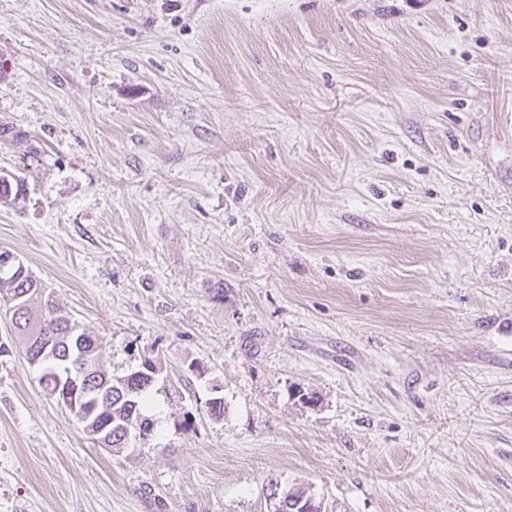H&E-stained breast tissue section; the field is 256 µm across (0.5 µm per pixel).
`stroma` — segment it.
Listing matches in <instances>:
<instances>
[{"instance_id": "stroma-1", "label": "stroma", "mask_w": 512, "mask_h": 512, "mask_svg": "<svg viewBox=\"0 0 512 512\" xmlns=\"http://www.w3.org/2000/svg\"><path fill=\"white\" fill-rule=\"evenodd\" d=\"M0 173V251L168 374L117 456L0 318V512H512V0H0ZM267 491L269 494L267 497L269 499L274 498L275 496H278V501L281 503L282 499L284 501V506H282V509L280 512H310V511H323L322 502L317 499V497L310 492L309 489L304 488L302 489V493L300 496V501H303L307 499V505L309 507L310 511L306 510V501L299 504L298 500H294L293 496L289 495V489L286 491L280 490L278 481H275L273 479H270L267 483Z\"/></svg>"}]
</instances>
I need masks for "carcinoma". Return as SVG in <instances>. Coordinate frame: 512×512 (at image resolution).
Instances as JSON below:
<instances>
[{"mask_svg": "<svg viewBox=\"0 0 512 512\" xmlns=\"http://www.w3.org/2000/svg\"><path fill=\"white\" fill-rule=\"evenodd\" d=\"M44 290L42 282L29 270L24 274L0 271V306L10 305L8 299H13L10 306L15 317L11 318V322L19 336V343H24L26 336L36 331L57 339V353L47 360L41 359L39 383L52 396L57 390L59 375L67 368L84 372L83 388L79 394L82 402H98L106 409V414L112 416L110 451L135 452L136 430L149 434L154 432L155 423L145 414V409L150 403L151 390L165 370L160 356L144 359L148 370L143 377L127 372L119 376L108 373L100 359L97 337H88L84 350L91 351V354L83 357L65 341L68 317L62 314L58 306L47 303L38 309L33 308L34 301L40 299ZM267 491L268 498L277 497L284 501L281 512H307L306 503H298L289 495V491L279 488L278 482L269 480Z\"/></svg>", "mask_w": 512, "mask_h": 512, "instance_id": "obj_1", "label": "carcinoma"}]
</instances>
